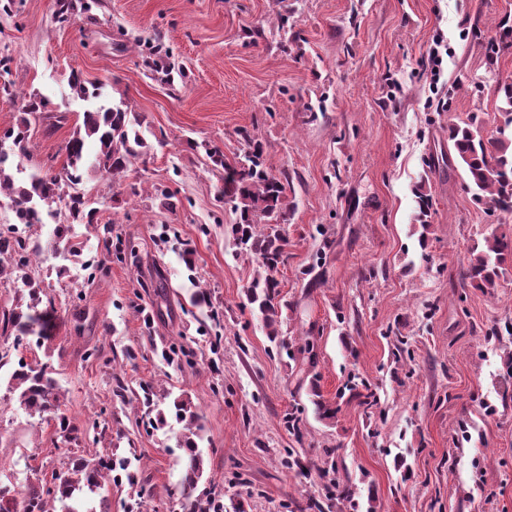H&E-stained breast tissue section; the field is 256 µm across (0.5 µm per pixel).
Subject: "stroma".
Instances as JSON below:
<instances>
[{"label":"stroma","instance_id":"35a3bbf8","mask_svg":"<svg viewBox=\"0 0 512 512\" xmlns=\"http://www.w3.org/2000/svg\"><path fill=\"white\" fill-rule=\"evenodd\" d=\"M72 3L62 23L57 0H0V84L14 91L0 95V135L19 121L21 95L49 102L30 160L9 174L23 183L47 159L64 162L86 108L68 86L74 68L128 102L149 148L120 180L83 173L97 221L74 234L105 267L95 281L82 260L56 257L64 203L29 230L48 257L35 277L56 316L43 347L0 335V356L50 353L80 437L29 416L0 368V485L21 493L73 457L123 458L128 470L113 471L93 512H184L181 426L145 429L148 384L157 410L179 397L201 413L195 494L218 495L224 512H512V277L493 296L461 282L471 248L492 227L512 229V215L476 204L448 166L449 124L492 113L497 81L512 82V52L486 66L512 0ZM438 35L448 55L435 85ZM169 67L182 77L166 82ZM245 132L288 181L284 350L247 303L257 264L234 253L224 173L205 153L234 159ZM418 188L432 199L426 231ZM107 233L134 259L104 252ZM308 342L315 363L289 359ZM93 347L99 359H86ZM352 377L373 407L337 401ZM318 394L339 402L335 418L316 414ZM100 409L111 426L94 439L85 429Z\"/></svg>","mask_w":512,"mask_h":512}]
</instances>
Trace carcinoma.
Instances as JSON below:
<instances>
[{
  "mask_svg": "<svg viewBox=\"0 0 512 512\" xmlns=\"http://www.w3.org/2000/svg\"><path fill=\"white\" fill-rule=\"evenodd\" d=\"M488 47V68L492 71L500 55L512 50V32L497 33ZM69 85L83 100L98 98V93L89 91L88 81L76 69L70 73ZM498 94L501 105L495 113V133H488L482 120L470 117L449 127L448 142L468 180L467 186L474 189L476 203L488 211L512 214V83L498 84ZM46 108L47 101L35 94L22 97L21 110L27 116ZM133 121L134 116L124 103L85 110L82 125L65 144L66 161L58 169L49 165L27 186L15 184L4 164L11 154L21 159L29 156L30 121L25 118L10 130L7 134L11 140L10 152L0 148V193H5L14 203L19 223L29 227L42 223L45 209L62 200L67 201L73 220L96 223L97 208L91 206L85 194L76 191L87 143L90 140L95 143L98 167L116 181L136 159L138 147L142 146L138 135L132 134ZM210 158L224 169V203L230 205L236 215L231 227L236 245L254 258L261 269L247 290L248 301L262 315L269 328V340L279 344L277 273L287 260V241L279 232V225L288 222L287 183L268 170L262 147L254 140L250 141L248 150L232 162L217 148L210 152ZM72 238V225L57 226V246L79 255L83 251L82 243H74ZM36 256L38 247L31 236L16 237L0 230V271L3 261H9L12 279L22 283L28 291L29 302L3 313L0 319V329L15 331L18 344L27 336L36 337L38 344L45 341L53 314L52 305L41 307L40 284L28 273L31 259ZM510 268L512 233L495 228L483 236V248L470 253L463 280L493 295ZM53 374L55 368L50 361L36 357L28 362L21 358L9 376L8 389L17 395L20 407L32 416L54 421L57 432L67 438L74 427L67 415L65 394ZM173 407L176 418L184 423L181 447L185 459L180 493L189 500L203 475V458L197 444L203 427L190 403L176 399ZM110 471L107 461L92 464L73 458L66 470L53 474L51 482H41L27 489L19 502L20 512H49L50 503L64 502L76 491L102 496L112 483Z\"/></svg>",
  "mask_w": 512,
  "mask_h": 512,
  "instance_id": "carcinoma-1",
  "label": "carcinoma"
}]
</instances>
